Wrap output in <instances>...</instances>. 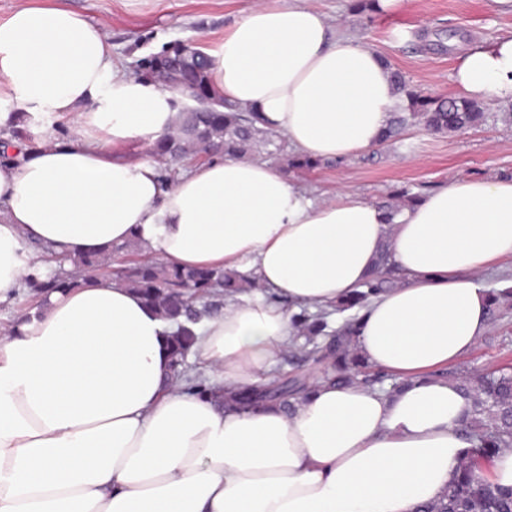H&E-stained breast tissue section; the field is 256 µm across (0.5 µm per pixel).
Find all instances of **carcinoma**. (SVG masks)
I'll use <instances>...</instances> for the list:
<instances>
[{"instance_id":"obj_1","label":"carcinoma","mask_w":512,"mask_h":512,"mask_svg":"<svg viewBox=\"0 0 512 512\" xmlns=\"http://www.w3.org/2000/svg\"><path fill=\"white\" fill-rule=\"evenodd\" d=\"M348 9L355 15H371L380 11L379 0H351ZM396 93L403 100L400 111L392 113L384 140H396L408 124H418L433 133H456L488 121L489 113L481 103L463 96L433 97L413 87L401 71L390 70ZM276 133L254 126L253 115L238 112L233 106L226 111L181 112L174 132L157 142V150L174 158L222 152L227 156H243L254 148L266 147L269 156L278 155L281 144ZM420 197V193L402 189L384 201L383 207L394 213ZM105 253L71 258L73 265L91 278L105 265ZM123 285L140 292L166 320L178 324L172 336L174 347V377L185 381L187 388L210 396L226 406L250 407L278 402L288 405V398L303 394L307 383L298 377L275 378L255 391L252 396H237L231 392H215L204 387L199 378L187 375L184 359L191 349L195 335L188 325L197 322L192 302L207 295L233 294L257 287L253 281L222 270L177 269L155 262L132 261L122 274ZM28 288L45 295L57 288L76 286L74 280L31 277ZM394 285L388 273H380L368 284V290L353 293L338 308L363 305L370 296ZM326 322L321 317L298 316L301 336H322ZM352 324L346 323L333 334L327 354L316 359L322 368L320 380L358 383L368 378L367 365L359 358L352 340ZM461 390L472 399L468 435L471 448L466 450L456 475L446 493L435 503L424 504L416 512H512V487H503L487 476H478L481 461L491 454L512 448V369L496 367L483 369L461 379Z\"/></svg>"}]
</instances>
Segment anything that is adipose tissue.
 I'll list each match as a JSON object with an SVG mask.
<instances>
[{"mask_svg": "<svg viewBox=\"0 0 512 512\" xmlns=\"http://www.w3.org/2000/svg\"><path fill=\"white\" fill-rule=\"evenodd\" d=\"M211 92L260 113L296 153L381 145L399 100L382 56L308 0H266L208 49ZM460 95L512 98V34L476 46ZM166 86L126 75L99 26L56 6L0 21V129L69 118L71 136L0 164V302L62 258L138 239L176 268L233 271L190 359L249 391L294 345L295 314L334 309L388 253L397 284L358 313L356 348L396 389L318 382L292 409L222 408L172 378L173 325L97 276L45 296L0 338V512H415L446 491L470 406L440 371L485 336L483 274L512 260V178H464L388 214L319 199L272 163L212 160L163 181L114 143L170 132Z\"/></svg>", "mask_w": 512, "mask_h": 512, "instance_id": "obj_1", "label": "adipose tissue"}]
</instances>
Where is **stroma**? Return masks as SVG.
<instances>
[{
	"mask_svg": "<svg viewBox=\"0 0 512 512\" xmlns=\"http://www.w3.org/2000/svg\"><path fill=\"white\" fill-rule=\"evenodd\" d=\"M50 3L83 14L98 25L112 44L113 57L133 77L147 76L146 63L179 44L213 47L258 0H0V21L18 7ZM339 31L376 49L411 84L435 97L456 94L452 74L464 48L487 45L512 33V8L495 0H396L373 19L348 12L349 0H312ZM484 107L493 120L477 129L432 134L416 125L402 140L374 148L333 166L320 163L310 170H290L284 158L278 168L314 196L328 198L348 190L359 198L380 202L394 191L422 193L461 178L512 177V124L498 113L512 108L506 100ZM119 160L158 161L161 170L178 175L187 164L158 156L154 145L135 138L116 143ZM512 364V312L489 319V330L449 374L458 376L486 367Z\"/></svg>",
	"mask_w": 512,
	"mask_h": 512,
	"instance_id": "obj_1",
	"label": "stroma"
}]
</instances>
